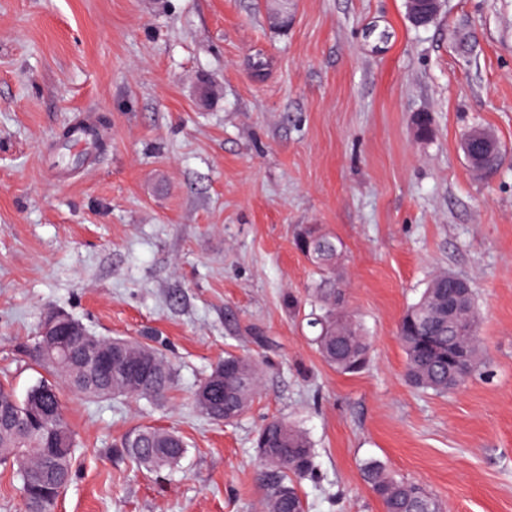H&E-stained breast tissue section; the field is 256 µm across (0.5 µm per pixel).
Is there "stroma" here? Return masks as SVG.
<instances>
[{
	"label": "stroma",
	"instance_id": "35a3bbf8",
	"mask_svg": "<svg viewBox=\"0 0 512 512\" xmlns=\"http://www.w3.org/2000/svg\"><path fill=\"white\" fill-rule=\"evenodd\" d=\"M476 126L502 147L488 178L459 146ZM307 224L342 243L360 373L312 342ZM444 271L472 284L481 351L437 395L407 382L396 330ZM51 309L175 372L160 400L67 396L79 449L54 512H261L254 439L274 417L316 450L306 512H383L369 460L444 512H512V0H445L424 28L406 0H0V382L17 397L46 375L27 348ZM227 352L260 368L229 425L193 403ZM142 426L184 438L179 468L122 454Z\"/></svg>",
	"mask_w": 512,
	"mask_h": 512
}]
</instances>
